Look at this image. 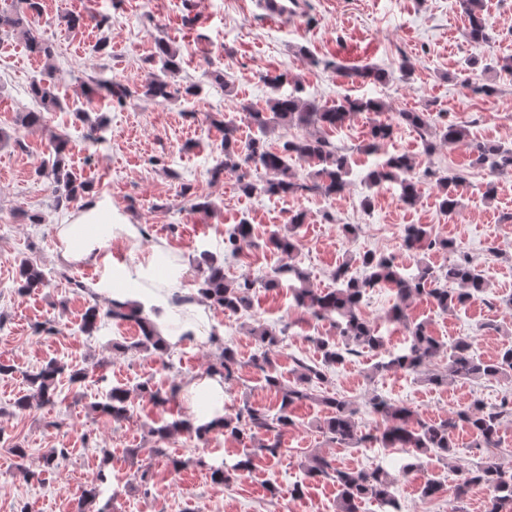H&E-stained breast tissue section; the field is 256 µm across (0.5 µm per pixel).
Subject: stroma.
<instances>
[{
    "instance_id": "obj_1",
    "label": "stroma",
    "mask_w": 512,
    "mask_h": 512,
    "mask_svg": "<svg viewBox=\"0 0 512 512\" xmlns=\"http://www.w3.org/2000/svg\"><path fill=\"white\" fill-rule=\"evenodd\" d=\"M485 9L492 41L482 49L467 38L468 22L458 0H304L302 12L283 24L264 20L256 0H43L39 29L54 50L48 60L30 54L17 36L0 31V132L8 138L0 144V362L13 367L11 374L0 376V512H76L81 490L93 484L112 512H336L335 483L303 471L307 456L316 450L340 467L388 471L398 512H449L456 502L459 467L491 459L512 468V416L502 422L499 447H476L474 436L460 429L454 435L455 464L432 455L405 475L400 471L402 449L344 447L319 432L317 424L326 412L311 401L295 408V425L283 438L284 453L255 456L252 471L229 484H214L209 468L234 464L245 448L223 434H212L205 445L179 434L166 443L165 454H156L150 427L164 418L187 417L188 409L179 398L164 410L153 406L136 394L137 383L148 379L169 390L206 372L228 345L242 366L224 385L226 410L234 411L245 399L272 410L278 396L250 364L258 349L250 327L261 322L284 329L272 359L287 381L296 361L319 360L317 339L335 337L336 329L297 309L289 288L260 289L250 311L212 310L208 328L218 342H186L162 358L114 352V344L134 341L138 328L107 320L94 335L80 332L88 304L104 306L108 300L71 288L67 279L73 276L90 285L102 270L68 264L58 255L55 227L69 213L55 209L50 183L36 174L53 151V136L65 135V161L92 181L95 195L110 200L132 223L151 228L137 251L113 245V258H143L152 240L164 239L188 257L191 267L183 286L191 292L199 278L195 261L200 252L223 254L226 231L243 219L253 227V245L242 256H226L227 278H258L285 263V255L268 246L267 238L283 224L285 214L301 209L307 222L298 231L297 259L320 288L335 287L333 274L346 260L351 273L360 275L353 258L368 250L391 255L404 272H413L417 258L403 247L400 235L405 225H428L472 258L487 288L479 299L448 314L426 298H412L409 318L425 323L445 346L467 336L477 355L493 358L512 345V173L497 177L495 198L485 199L488 172L473 166L468 147L441 146L428 154L418 132L402 125L395 128L387 150L409 155L428 171L420 180L417 203L405 205L398 192L370 190L363 181L377 158L359 151L374 120L360 112L328 135L350 157L348 184L340 194L246 196L234 176L213 183L208 175L221 153L220 120H239L240 138L254 135V128L241 122V107L266 108L272 95L260 79L266 72L287 73L291 87L322 104L346 96L378 98L395 113L428 111L433 129L459 123L467 126L473 141L512 145V73H490L497 88L491 96L473 93L468 85L476 74L467 64L471 57L512 58V0H485ZM68 14L84 16L86 25L68 28ZM162 39L180 51L179 83H202L200 97L161 103L141 95ZM101 40L108 48L99 53L95 45ZM405 61L410 71L402 70ZM363 66L385 70L387 82L352 77V69ZM216 71L224 73L225 83L214 81ZM39 78L54 84L62 107L47 113L43 127L26 129L20 117L33 107L28 86ZM99 79L126 84L137 95L122 106L101 96L87 99L86 89ZM79 108L105 121L95 147L84 142L86 125L75 114ZM452 173L464 174L466 180L458 189L460 206L448 216L438 208L435 177ZM186 184L209 197L213 212L191 210L181 194ZM33 214L40 223L30 222ZM345 224L355 225V235L342 232ZM24 259L36 263L48 279L45 288L27 295L16 291ZM398 302L395 289L372 288L359 306L360 315L378 326L389 353L402 351L410 341L408 330L387 317ZM47 323L57 327V334L40 333ZM380 354L365 349L348 356L328 370L324 385L325 391L353 403L365 430L379 423L369 405L375 395L411 408L427 422L447 418L476 399L497 407L512 395V385L503 381L438 388L428 385L424 375L405 371L371 376ZM52 359L88 368L89 376L75 384L61 376L55 406L16 410L14 402L26 392L28 376ZM116 385L132 391V417L122 423L90 408ZM17 443L26 448L25 458L12 454ZM52 448L66 449L67 456L57 471L47 473L42 457ZM131 448L136 457L128 456ZM174 458L182 461L181 470L172 469ZM144 470L149 473L145 486L139 481ZM431 477L445 491L425 501L419 487ZM300 481L306 489L296 498L292 490Z\"/></svg>"
}]
</instances>
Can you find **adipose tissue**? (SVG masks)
<instances>
[{"label": "adipose tissue", "mask_w": 512, "mask_h": 512, "mask_svg": "<svg viewBox=\"0 0 512 512\" xmlns=\"http://www.w3.org/2000/svg\"><path fill=\"white\" fill-rule=\"evenodd\" d=\"M56 249L73 264H94L104 273L92 286L94 292L122 304L142 307L154 329L169 347L192 340L206 342L204 329L209 312L199 302H177L188 260L174 253L166 240L152 242L146 257L134 263L112 258L114 242L137 248L139 225L105 199H90L74 212L68 223L55 227ZM192 413L193 426L209 424L224 415V380L206 373L188 380L179 390Z\"/></svg>", "instance_id": "1"}]
</instances>
